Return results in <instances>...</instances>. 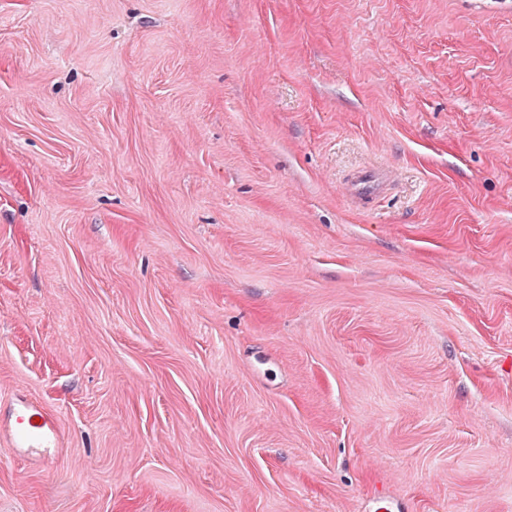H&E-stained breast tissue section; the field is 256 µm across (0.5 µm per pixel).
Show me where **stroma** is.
<instances>
[{"instance_id":"stroma-1","label":"stroma","mask_w":512,"mask_h":512,"mask_svg":"<svg viewBox=\"0 0 512 512\" xmlns=\"http://www.w3.org/2000/svg\"><path fill=\"white\" fill-rule=\"evenodd\" d=\"M19 395L0 512H512V0H0ZM389 181L387 172L379 170H363L351 176L347 184V192L359 206H365L373 196L382 192ZM0 444L21 456L61 448L64 436L55 415L26 397L13 402L6 422H0Z\"/></svg>"}]
</instances>
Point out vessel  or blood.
I'll return each instance as SVG.
<instances>
[{
    "label": "vessel or blood",
    "instance_id": "b4317fda",
    "mask_svg": "<svg viewBox=\"0 0 512 512\" xmlns=\"http://www.w3.org/2000/svg\"><path fill=\"white\" fill-rule=\"evenodd\" d=\"M389 181L388 173L363 170L351 176L347 192L360 206L382 192ZM0 445L25 456L64 445V436L55 415L25 397L13 402L7 421L0 422Z\"/></svg>",
    "mask_w": 512,
    "mask_h": 512
}]
</instances>
